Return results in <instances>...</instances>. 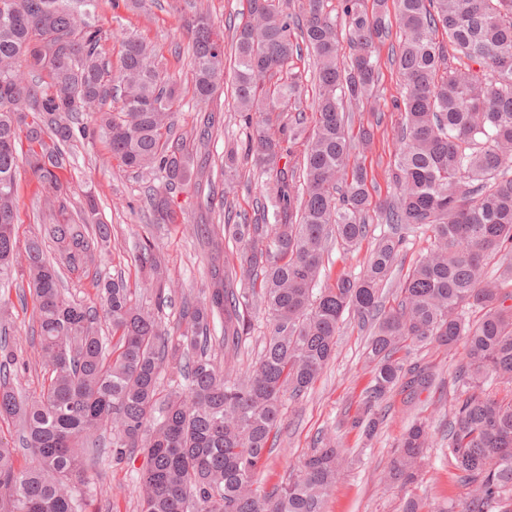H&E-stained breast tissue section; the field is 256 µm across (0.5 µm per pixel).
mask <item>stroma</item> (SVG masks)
Returning a JSON list of instances; mask_svg holds the SVG:
<instances>
[{"label": "stroma", "instance_id": "stroma-1", "mask_svg": "<svg viewBox=\"0 0 512 512\" xmlns=\"http://www.w3.org/2000/svg\"><path fill=\"white\" fill-rule=\"evenodd\" d=\"M209 12L215 26L227 30L249 19L246 0H144L141 7H113L112 0H98L94 20L110 31L104 50L111 61H118L120 38L134 34L147 41L157 59L177 78L184 91H191V67L188 54L186 24L195 13ZM390 37L380 44L375 53L379 100L354 106L356 118H368L370 111L381 112V122L374 129L370 144L357 148L355 162L368 173L367 188L372 202L391 198L396 192L391 180L395 162L396 134L400 114L391 107L393 97L399 95L400 78L391 61V43L399 37V22L390 18ZM213 113L215 125L209 137H201L205 113ZM208 112H201L192 98H184L176 117L175 131L181 135L190 152L205 167L199 179L203 186L200 196L179 194L184 202L186 219L181 224H155L145 201L143 186L151 184L163 190L160 177L127 170L112 160L103 133L79 143L72 151L71 163L63 177L68 183V207L77 209L86 194H94L98 202V217L111 224L112 241L105 260L86 270L66 274L64 288L71 298L91 303L96 299V280L109 276L123 280L135 291L145 308H153L154 297L145 290L143 277L135 260L138 245L150 240L163 257L169 272L171 301L161 313L162 326L168 334L178 335L182 302L187 297H200L208 283V269L213 257L231 261L236 257V246L224 238V213L253 215L260 198V181L253 177L248 165H241L239 176L232 184H225L220 169L224 163L225 142L244 143L248 131L239 120L230 87H223ZM45 206L37 178L28 168L18 175V242L40 231ZM209 223L212 239L196 234V227ZM393 231L390 225L371 222L366 239L355 246L331 242L326 271L331 278L346 275L356 277L362 272L368 257L384 234ZM403 238L394 272L384 290L386 305H394L396 290L410 269L426 254L431 238L426 228L401 227ZM21 278L12 284H0V300L10 307L8 331L15 341L27 370L21 383L27 395L38 396L47 377L37 344L30 339L35 322L32 301H20L18 287ZM267 316L256 313L251 317L250 329L244 336L237 355H225L221 340L222 326H214L216 338L210 353L218 366L231 372H244L255 361L261 340L267 330ZM369 328L363 327L354 314L344 316V323L336 339V356L316 381L311 390L296 401L285 404L276 448L271 449L258 475V486L273 490L287 482L299 460L310 453L321 435L336 438L348 451V461L340 479L325 504V512H400L403 493L400 488L383 483L395 448L408 425L415 420L426 422L431 434L430 446L424 452L425 468L414 491L426 501L430 512H462L467 488L458 472L448 462L446 434L457 397L463 388L455 378L463 362L462 349L447 351L435 346L413 349L409 362H420L431 367L435 380L427 389L396 388L383 403V423L372 439H365L359 429L352 427L372 382V373L362 353ZM142 459L139 455L116 460L105 458L87 489L93 512H137V473Z\"/></svg>", "mask_w": 512, "mask_h": 512}]
</instances>
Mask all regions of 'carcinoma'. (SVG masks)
<instances>
[{
  "label": "carcinoma",
  "mask_w": 512,
  "mask_h": 512,
  "mask_svg": "<svg viewBox=\"0 0 512 512\" xmlns=\"http://www.w3.org/2000/svg\"><path fill=\"white\" fill-rule=\"evenodd\" d=\"M250 21L234 28L232 88L250 129L242 150L224 152V176L239 160L269 179L257 214L224 229L242 245L241 268L255 289L234 288L237 273L212 259L202 300L184 303V330L166 336L167 270L154 246L138 247L154 309L133 301L123 281L100 277V307L65 292L64 272L94 263L111 241L89 198L81 217H65L59 172L91 126L109 138L112 157L139 172L163 174L167 192L146 190L157 224L177 220L174 193L200 192L195 158L172 135L183 98L152 48L138 37L121 44L119 66L103 56L107 32L91 22L97 0H0V280L15 272L19 249L17 143L33 145L24 162L50 209L44 232L24 244L22 269L36 309V338L48 377L42 395L19 390L16 345L0 336V418L19 424L0 436V512H86L83 488L106 452L143 457L140 512H324L343 470L342 449L320 438L288 482L257 486L267 449L276 444L285 402L307 393L335 353L345 312L370 324L365 357L373 385L354 420L367 435L403 380L431 386L433 374L407 364L414 346H463L457 378L465 391L448 424V458L470 487L464 512H512V396L484 389L490 377L512 386V304L487 278V259L512 245V0H396L402 31L392 49L403 82L392 106L404 113L392 172L396 194L376 206L383 224L421 225L430 250L383 308L382 286L402 238L382 236L358 277L340 276L314 292L328 240L347 246L368 235L367 171L350 161L348 106L371 98L372 61L389 36L387 0H247ZM349 57L338 54L337 19ZM188 30L194 98L210 102L226 76L224 43L201 14ZM444 32L448 43L436 39ZM306 51L319 95L312 134L302 122L273 131L271 115L299 110L302 76L293 59ZM48 81L41 82V77ZM276 79L272 86L265 82ZM120 93L117 113L105 108ZM303 143V182L289 160ZM273 218H268V208ZM475 307L481 317L463 314ZM267 314L262 349L244 378L226 375L207 353L211 323L224 321V353H237L249 329L245 310ZM175 386L160 396L162 372ZM427 426L413 424L387 479L406 490L419 478ZM22 449L29 464L17 463Z\"/></svg>",
  "instance_id": "cac0c4a2"
}]
</instances>
